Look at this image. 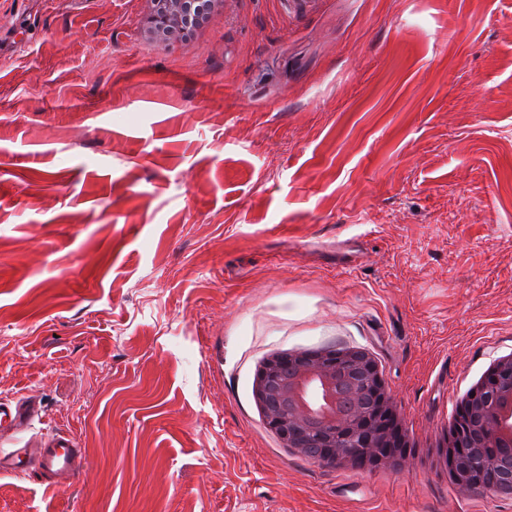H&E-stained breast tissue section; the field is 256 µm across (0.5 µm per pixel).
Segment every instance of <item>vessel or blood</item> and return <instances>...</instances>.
<instances>
[{"instance_id":"1","label":"vessel or blood","mask_w":512,"mask_h":512,"mask_svg":"<svg viewBox=\"0 0 512 512\" xmlns=\"http://www.w3.org/2000/svg\"><path fill=\"white\" fill-rule=\"evenodd\" d=\"M38 410L23 399H0V474H29L46 488H56L59 480L80 475L84 458L78 442L55 431L44 435L36 447L4 448V441L27 429Z\"/></svg>"}]
</instances>
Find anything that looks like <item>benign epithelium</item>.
Returning <instances> with one entry per match:
<instances>
[{
	"instance_id": "benign-epithelium-1",
	"label": "benign epithelium",
	"mask_w": 512,
	"mask_h": 512,
	"mask_svg": "<svg viewBox=\"0 0 512 512\" xmlns=\"http://www.w3.org/2000/svg\"><path fill=\"white\" fill-rule=\"evenodd\" d=\"M157 20L147 35L161 43L183 41L210 15V0H155ZM317 383L329 405L311 411L307 388ZM252 394L265 423L284 447L306 458L345 469L371 461L378 466L399 459L396 412L371 357L360 349L333 347L280 351L259 363ZM512 405V356L494 363L462 401L453 436H466V451L454 459L453 481L463 489L476 486L474 462L486 486L503 489L501 410ZM322 453L315 454V449Z\"/></svg>"
}]
</instances>
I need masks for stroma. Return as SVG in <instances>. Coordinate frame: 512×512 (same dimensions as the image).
<instances>
[{
    "mask_svg": "<svg viewBox=\"0 0 512 512\" xmlns=\"http://www.w3.org/2000/svg\"><path fill=\"white\" fill-rule=\"evenodd\" d=\"M145 0H0V399L78 481L0 512H512L437 450L512 355V0H228L149 48ZM375 361L411 447H283L260 361Z\"/></svg>",
    "mask_w": 512,
    "mask_h": 512,
    "instance_id": "stroma-1",
    "label": "stroma"
}]
</instances>
